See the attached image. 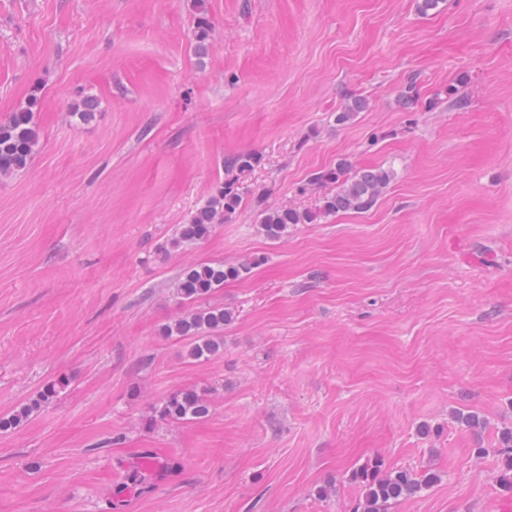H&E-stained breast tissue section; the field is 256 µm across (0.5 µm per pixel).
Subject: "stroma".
<instances>
[{"mask_svg":"<svg viewBox=\"0 0 512 512\" xmlns=\"http://www.w3.org/2000/svg\"><path fill=\"white\" fill-rule=\"evenodd\" d=\"M205 6L201 56L196 0H0V122L38 100L31 162L0 176V415L68 382L0 431V512H113L118 492L123 512H350L376 457L437 477L393 512L512 501L492 452L512 428V0ZM245 151V205L171 247ZM341 161L394 170L374 209L261 232ZM246 259L209 298L223 353L191 361L161 334L180 274ZM185 389L209 417L161 419ZM146 452L141 495L123 476ZM195 49L197 54L201 55L207 48V41L211 31V22L204 7L200 1L196 8L195 16ZM65 379H55L46 384L34 398L8 415L0 416V430L15 428L25 422L33 413L51 402L65 387Z\"/></svg>","mask_w":512,"mask_h":512,"instance_id":"1","label":"stroma"}]
</instances>
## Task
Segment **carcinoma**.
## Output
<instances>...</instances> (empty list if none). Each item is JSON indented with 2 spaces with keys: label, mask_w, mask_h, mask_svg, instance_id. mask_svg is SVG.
I'll use <instances>...</instances> for the list:
<instances>
[{
  "label": "carcinoma",
  "mask_w": 512,
  "mask_h": 512,
  "mask_svg": "<svg viewBox=\"0 0 512 512\" xmlns=\"http://www.w3.org/2000/svg\"><path fill=\"white\" fill-rule=\"evenodd\" d=\"M195 49L201 55L207 48L211 22L200 2L195 16ZM367 100L358 95L336 115L339 123L352 120L365 111ZM37 133L32 121L31 107L16 112L9 120L0 123V175L20 172L28 167L35 153ZM393 172L384 167L363 169L348 173L344 164L315 174L316 184H334V193L324 197L326 214L345 212L364 213L374 208L390 185ZM244 197L238 180L227 181L191 215L189 222L179 227L171 245L178 247L206 237L212 226L224 221L243 204ZM312 215L295 208L263 209L260 213L261 230L270 238H279L291 224H305ZM255 261L235 265L199 263L189 267L180 277L176 293L182 303L193 306L185 316L164 329L168 336L187 341V355L194 361L208 360L224 350V337L220 332L224 323L232 318L230 312L219 306L199 309L195 304L224 286V281L241 279L251 272ZM67 381L55 379L46 384L34 398L8 415L0 416V430L15 428L33 413L51 402L65 387ZM160 415L175 422L198 421L208 417L210 408L204 395L195 391L177 392L160 407ZM497 453L501 455V482L512 485V432L499 440ZM350 479L361 489L354 512H389L405 496L420 493L436 481L433 473L416 474L406 470H389L375 458L367 461L350 474Z\"/></svg>",
  "instance_id": "1"
}]
</instances>
